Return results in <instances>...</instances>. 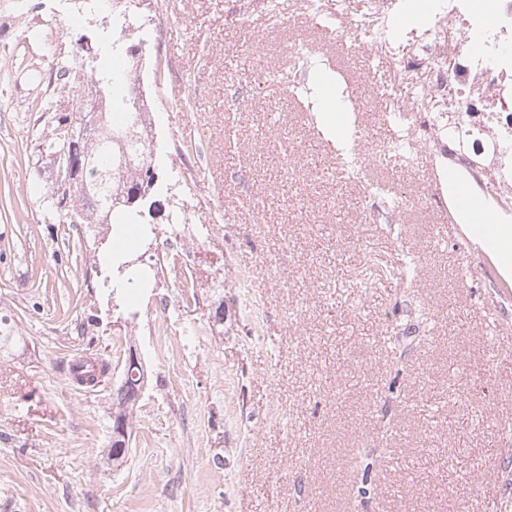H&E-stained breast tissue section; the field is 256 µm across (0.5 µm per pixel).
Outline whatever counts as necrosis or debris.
I'll return each instance as SVG.
<instances>
[{
	"mask_svg": "<svg viewBox=\"0 0 512 512\" xmlns=\"http://www.w3.org/2000/svg\"><path fill=\"white\" fill-rule=\"evenodd\" d=\"M439 12L452 24L494 34L498 52L485 58L464 54L455 37L442 30L429 51L416 57L407 79L423 86L432 100L454 101L461 112L486 99L491 111L512 113V0H499L490 23L472 12L468 0H441Z\"/></svg>",
	"mask_w": 512,
	"mask_h": 512,
	"instance_id": "obj_1",
	"label": "necrosis or debris"
}]
</instances>
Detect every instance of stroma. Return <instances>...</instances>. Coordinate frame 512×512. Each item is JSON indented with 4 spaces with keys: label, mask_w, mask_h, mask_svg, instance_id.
<instances>
[{
    "label": "stroma",
    "mask_w": 512,
    "mask_h": 512,
    "mask_svg": "<svg viewBox=\"0 0 512 512\" xmlns=\"http://www.w3.org/2000/svg\"><path fill=\"white\" fill-rule=\"evenodd\" d=\"M374 2L154 4L141 77L163 86L159 171L188 226L156 220L133 255L175 268L133 295L98 287L91 241L29 190L53 52L102 19L69 0L0 18V319L27 343L0 363V512H512V269L466 207L496 202L430 112L399 110L434 0L414 19ZM317 61L345 85H318ZM329 97L357 116L355 168ZM132 348L147 385L116 468L104 450ZM79 357L109 365L93 388L69 376Z\"/></svg>",
    "instance_id": "1"
}]
</instances>
